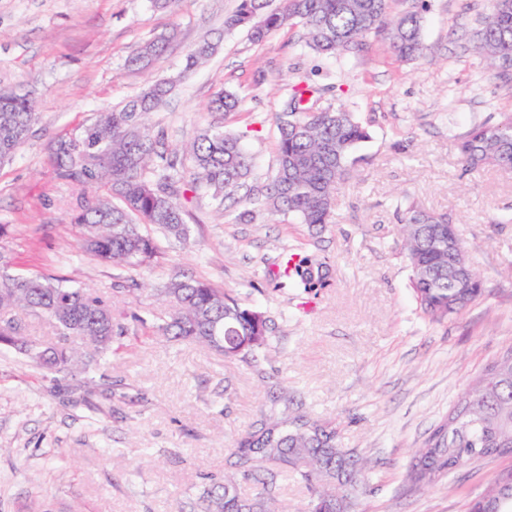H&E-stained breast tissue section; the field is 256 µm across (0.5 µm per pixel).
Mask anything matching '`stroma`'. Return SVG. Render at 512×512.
<instances>
[{
    "instance_id": "obj_1",
    "label": "stroma",
    "mask_w": 512,
    "mask_h": 512,
    "mask_svg": "<svg viewBox=\"0 0 512 512\" xmlns=\"http://www.w3.org/2000/svg\"><path fill=\"white\" fill-rule=\"evenodd\" d=\"M239 0H0V85L28 94L38 114L12 161L0 166V250L12 273L69 279L130 318L133 337L107 361L83 402L74 379L43 374L0 351V512H188L204 474L223 476L238 435L287 394L290 409L334 421L342 447L371 462L359 512H468L512 458L469 463L442 481L410 488L414 448L490 362L512 350V169L464 171L454 138L512 112V83L485 72L470 49L488 0H390L389 13L419 12L430 54L395 59L384 36L343 62L304 48L301 28L261 43L225 31ZM171 41L150 71L127 68L141 44ZM212 55L186 69L199 43ZM177 78L151 117L169 144L191 141L217 117L227 90L242 103L225 125L252 158L250 182L276 167L272 121L291 87L331 86L324 103L346 104L370 137L354 150L355 178L331 221L259 212L236 222L238 204H187L188 243L156 236L140 278L162 287L174 268L231 293L267 319L270 353L249 369L190 343L144 345L135 315L161 314L150 291L116 292L122 270L82 254L71 217L92 194L60 179L52 145L79 137L98 113L140 94L149 80ZM445 214L483 281L480 300L442 322L416 304L399 253L396 201ZM291 248L327 268L323 285L295 287L275 275Z\"/></svg>"
}]
</instances>
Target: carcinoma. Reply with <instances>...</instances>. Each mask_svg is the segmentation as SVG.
I'll return each mask as SVG.
<instances>
[{
  "mask_svg": "<svg viewBox=\"0 0 512 512\" xmlns=\"http://www.w3.org/2000/svg\"><path fill=\"white\" fill-rule=\"evenodd\" d=\"M389 0H239L224 19L228 30L245 29L260 43L292 26L303 29L306 47L318 55L340 58L363 45L370 35L384 34L399 61H415L430 53L422 35L421 16L411 12L388 19ZM160 37L132 53L129 65L146 69L165 51ZM471 50L489 71L501 77L512 68V0H490ZM203 41L186 57L192 69L212 54ZM174 80L153 82L139 95L110 112H102L79 139L59 140L55 146L57 176L77 180L107 194L99 196L72 221L81 228L85 253L130 272L148 266L156 254L153 237L142 226L155 227L179 242L189 238L185 202L201 191L223 204L235 198L246 205L236 221L250 222L256 210L294 213L302 223H330L336 195L353 176L351 154L369 138L365 125L346 107L329 104L308 111L304 105L310 85L294 84L283 109L274 113L277 159L272 178L260 193L238 196L251 174V157L240 135L221 123L205 127L182 149L172 148L148 123L170 94ZM234 93L219 92L210 111L227 115L239 107ZM37 120L26 94L0 86V164L10 161L28 138ZM462 166L512 168V113H501L472 125L456 139ZM192 162L184 177L182 157ZM402 245L410 271L409 287L420 309L441 321L482 296V282L470 280L448 307L449 289L457 281V265L448 252V224L436 215L408 204L402 210ZM10 261L0 252V311L20 308L45 316L57 330V341L44 347L13 320H0V347L12 349L33 367L48 374L86 375L125 348L129 328L121 315L82 288L64 279L41 274L11 275ZM281 271L306 288L322 283L323 264L283 252ZM160 294L170 310L146 328L141 340L162 336L188 341L224 353L251 366L267 356L269 336L263 312L237 300L193 275L174 271ZM226 336H247L250 344L237 352ZM231 471L202 484L191 512H287L278 482L291 475L309 493L307 512H355L357 493L369 469L368 460L341 447L336 423L288 409L273 412L244 430L236 439ZM512 456V350L489 365L453 404L422 447L414 450L408 467L413 486H430L460 466L482 457ZM251 483L250 495L240 492ZM482 512H512V470L501 474L482 499Z\"/></svg>",
  "mask_w": 512,
  "mask_h": 512,
  "instance_id": "carcinoma-1",
  "label": "carcinoma"
}]
</instances>
